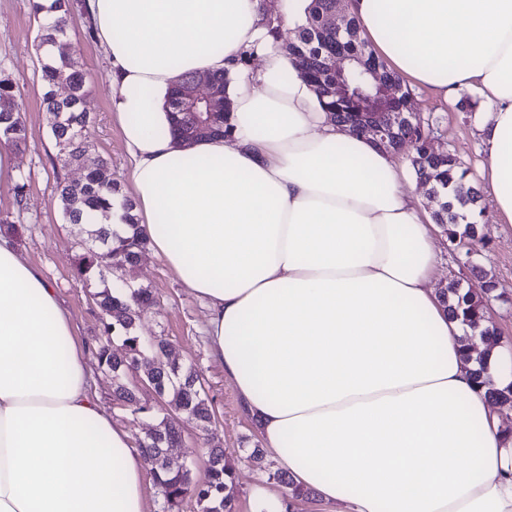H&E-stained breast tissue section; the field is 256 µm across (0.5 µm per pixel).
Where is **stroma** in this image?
I'll return each instance as SVG.
<instances>
[{"label": "stroma", "instance_id": "1", "mask_svg": "<svg viewBox=\"0 0 512 512\" xmlns=\"http://www.w3.org/2000/svg\"><path fill=\"white\" fill-rule=\"evenodd\" d=\"M59 44L62 54L74 59L88 86L85 109L91 121L85 131L88 152L82 168L62 163L51 132L50 115L42 102L39 23L32 2L0 0V76L16 83L26 127L24 143L11 150L17 161L15 174L0 184V221L16 227L14 241L19 251L55 288L71 315L78 340L91 346L101 330V315L91 287L74 275L75 258L87 235L83 225L64 219L55 203L56 188L64 180H81L86 166L102 163L128 199L132 196L131 172L127 147L111 109L110 65L82 16H75ZM412 92L418 112L432 121L435 149L456 154L467 167L471 182L483 186L485 157L476 137L475 113L441 102L426 88L416 86ZM479 234L485 246L467 258L450 250L446 236L435 232L433 285L440 289L456 280L462 288L478 289L485 279L494 280L500 297L488 307V324L501 344L511 346L512 224L498 223L489 209L480 220ZM127 278L130 286L150 289L155 296L154 304L141 316L140 333L166 338L172 358L194 365L201 372L212 400L215 418L208 430L202 433L192 428L185 434L193 479L205 478L209 449H223L226 462L235 472V512H255L254 490L273 484L272 474L278 465L269 457L259 464L248 459L251 449L261 445L262 439L256 424L242 412L223 366L209 353L204 302L183 287L161 256L149 250L129 270ZM88 365L102 406L131 438L143 437L172 414L165 397L149 399L151 411L145 416L119 408L112 401L115 382L111 375L100 369L97 358H89Z\"/></svg>", "mask_w": 512, "mask_h": 512}]
</instances>
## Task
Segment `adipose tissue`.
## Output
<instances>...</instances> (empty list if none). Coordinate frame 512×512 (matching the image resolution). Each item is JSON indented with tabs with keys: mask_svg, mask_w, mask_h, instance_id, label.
<instances>
[{
	"mask_svg": "<svg viewBox=\"0 0 512 512\" xmlns=\"http://www.w3.org/2000/svg\"><path fill=\"white\" fill-rule=\"evenodd\" d=\"M387 68L453 103L478 90L486 190L512 224V0H349ZM112 71L134 212L207 306L212 356L265 449L348 512H512V438L432 287L434 225L396 156L332 122L261 49L260 0H83ZM228 136L182 148L163 97L221 70ZM42 272L0 234V512H149L143 454L91 386Z\"/></svg>",
	"mask_w": 512,
	"mask_h": 512,
	"instance_id": "obj_1",
	"label": "adipose tissue"
}]
</instances>
